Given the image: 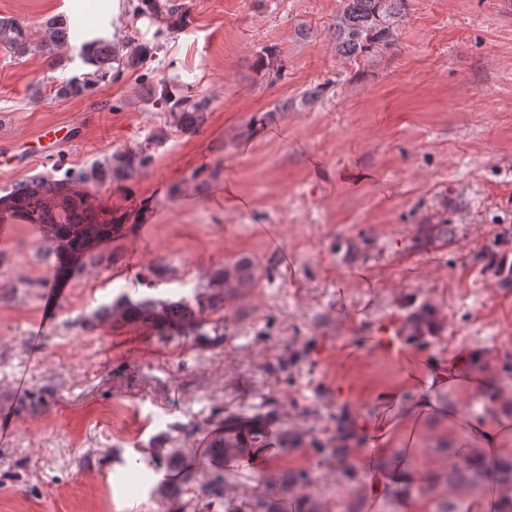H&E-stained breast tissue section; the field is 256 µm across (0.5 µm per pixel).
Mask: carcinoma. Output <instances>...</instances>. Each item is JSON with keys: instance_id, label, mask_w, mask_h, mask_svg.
<instances>
[{"instance_id": "1", "label": "carcinoma", "mask_w": 512, "mask_h": 512, "mask_svg": "<svg viewBox=\"0 0 512 512\" xmlns=\"http://www.w3.org/2000/svg\"><path fill=\"white\" fill-rule=\"evenodd\" d=\"M336 20V52L353 60H367L394 41V34L405 17L409 0H340ZM165 9L160 0H138L135 7L141 16H157ZM44 35L37 48L49 53L69 43L70 29L66 22L50 18L42 24ZM33 45L30 27L10 17H0V47L18 56L26 54ZM86 61L94 70L74 78L57 89V94L75 97L86 94L99 81L112 74L114 67L138 70L153 56L147 45L133 49L120 57L102 38L83 46ZM159 111L169 115L176 131L192 133L204 121L211 99L190 91L164 88L154 95ZM154 156L149 148L120 151L112 158L92 164L80 171L35 174L17 184L0 197V224H32L40 233L45 253L54 258L53 270L64 272L67 280L81 276L89 267L109 265L114 254L94 252L83 248L86 242L104 241L116 235L124 225V217L114 216L94 203L82 187L121 183L149 168ZM261 274L259 266L249 256L238 257L204 274L203 282L190 296L176 300L144 296L133 298L119 294L110 305L102 308L84 322L87 329L107 322L118 331L128 325L150 328L165 342L194 338L219 344L224 341V301L243 298L256 287ZM428 311L425 306H411L408 322L415 336L423 335ZM239 424L224 425V435L215 440L212 450L218 455L235 447ZM338 436L332 453L343 459L347 442L355 437L351 420L341 418ZM483 478L480 468L466 463L448 474L451 485H474ZM501 489L496 512H512V458L501 460L494 474Z\"/></svg>"}]
</instances>
